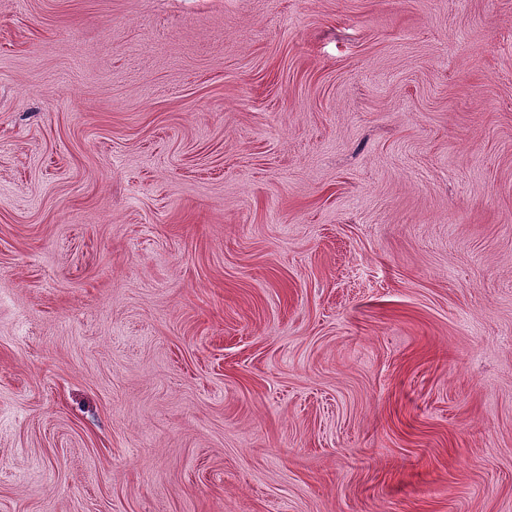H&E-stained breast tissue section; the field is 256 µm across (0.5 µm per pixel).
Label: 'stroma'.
Here are the masks:
<instances>
[{"label": "stroma", "instance_id": "stroma-1", "mask_svg": "<svg viewBox=\"0 0 512 512\" xmlns=\"http://www.w3.org/2000/svg\"><path fill=\"white\" fill-rule=\"evenodd\" d=\"M0 512H512V0H0Z\"/></svg>", "mask_w": 512, "mask_h": 512}]
</instances>
